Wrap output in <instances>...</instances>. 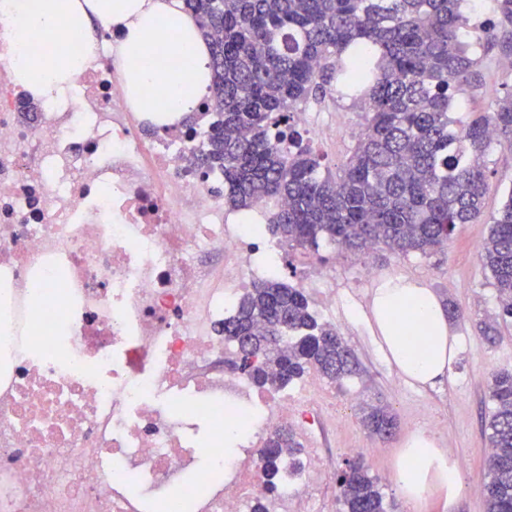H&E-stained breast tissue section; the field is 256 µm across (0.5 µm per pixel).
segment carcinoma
I'll return each mask as SVG.
<instances>
[{"mask_svg": "<svg viewBox=\"0 0 512 512\" xmlns=\"http://www.w3.org/2000/svg\"><path fill=\"white\" fill-rule=\"evenodd\" d=\"M210 48L209 128L200 167L224 174V204L262 207L269 234L291 249L319 241L365 256L383 246L407 256L443 248L482 212L493 145L512 148V93L491 112L456 124V95L477 80L483 58L462 39L465 0H183ZM498 31L479 28L492 47ZM351 96L364 128L345 164L320 172L295 115L332 92ZM502 315L512 317V188L484 242ZM224 345L257 385L283 389L310 369L338 382L360 374L347 341L319 321L303 289L258 282L224 317ZM487 512H512V371L489 385ZM369 433L393 435L382 402L361 410ZM302 444L280 430L263 448L267 489L300 467ZM343 512H390L360 461L336 475Z\"/></svg>", "mask_w": 512, "mask_h": 512, "instance_id": "obj_1", "label": "carcinoma"}]
</instances>
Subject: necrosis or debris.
I'll return each instance as SVG.
<instances>
[{
    "mask_svg": "<svg viewBox=\"0 0 512 512\" xmlns=\"http://www.w3.org/2000/svg\"><path fill=\"white\" fill-rule=\"evenodd\" d=\"M98 32L76 87L28 111L0 58V512H321L320 376L261 392L231 371L224 317L282 245L225 221L187 124L134 112ZM61 295L35 309L33 283ZM58 326L36 339L35 321ZM247 435L225 456L224 422ZM294 427L305 462L266 496L261 441Z\"/></svg>",
    "mask_w": 512,
    "mask_h": 512,
    "instance_id": "necrosis-or-debris-1",
    "label": "necrosis or debris"
}]
</instances>
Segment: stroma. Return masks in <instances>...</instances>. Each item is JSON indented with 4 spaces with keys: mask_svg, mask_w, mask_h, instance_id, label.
Here are the masks:
<instances>
[{
    "mask_svg": "<svg viewBox=\"0 0 512 512\" xmlns=\"http://www.w3.org/2000/svg\"><path fill=\"white\" fill-rule=\"evenodd\" d=\"M507 53L489 49L485 64L492 72L482 84L467 89L454 102L455 118L465 120L475 111L493 110L497 100L512 91V68L503 64ZM312 145L323 165L337 170L347 159L361 128L362 116L351 99H326L308 113ZM489 173L480 218L456 227L443 251L429 256L384 254L374 261L376 276L365 279L359 259L321 245L319 250H290L283 254L286 281L306 287L307 277L317 274L336 289V325L354 350L361 368L358 377L327 383L326 398L336 403L344 420L341 429L326 433L329 471L337 473L350 460L349 446L360 445V460L382 477L387 500L395 512H407L392 479L397 458L409 433L432 434L441 447L453 448L464 461L463 488L451 512H486L481 485L487 474L486 423L491 407L489 382L493 372L512 369V319L500 315L497 292L490 272L479 254L489 233L491 218L512 189V149L498 146L489 157ZM402 277L423 283L442 300L453 301L464 310V319L450 322L459 338V349L450 381L436 388H421L408 382L382 354L369 323L360 315L367 309L380 279ZM493 324L494 343L483 337V324ZM383 397L398 423L387 440L369 436L360 422L361 403Z\"/></svg>",
    "mask_w": 512,
    "mask_h": 512,
    "instance_id": "stroma-1",
    "label": "stroma"
}]
</instances>
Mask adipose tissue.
Masks as SVG:
<instances>
[{"label":"adipose tissue","instance_id":"1","mask_svg":"<svg viewBox=\"0 0 512 512\" xmlns=\"http://www.w3.org/2000/svg\"><path fill=\"white\" fill-rule=\"evenodd\" d=\"M121 33L112 45L113 63L128 90L155 83L156 96L134 97L133 107L151 113L157 123L182 119L196 109L210 82L209 49L192 18L182 11L181 0H0V23L9 47L11 79L31 97L54 103L70 89L82 65L60 48L64 34L81 35L91 23ZM46 39L44 51L26 46L29 33ZM190 53V85L179 74L164 80L143 70L144 57L167 64ZM370 318L381 348L399 372L411 383L433 387L448 379L457 356L458 343L448 329V319L438 297L422 283L402 278L383 279L369 303ZM410 323L417 329L416 341L402 330ZM394 481L408 512H417L428 494H439L445 507H453L462 489L456 466L448 462L445 449L430 435L414 431L394 469Z\"/></svg>","mask_w":512,"mask_h":512}]
</instances>
